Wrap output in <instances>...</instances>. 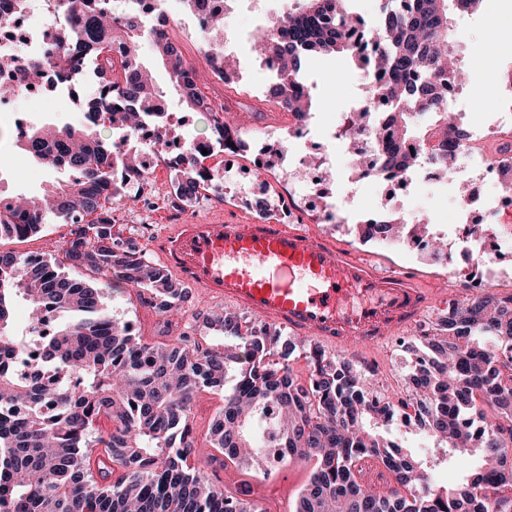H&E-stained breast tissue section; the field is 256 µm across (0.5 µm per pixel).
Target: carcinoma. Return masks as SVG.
<instances>
[{
	"label": "carcinoma",
	"instance_id": "carcinoma-1",
	"mask_svg": "<svg viewBox=\"0 0 512 512\" xmlns=\"http://www.w3.org/2000/svg\"><path fill=\"white\" fill-rule=\"evenodd\" d=\"M80 9L78 38L58 48V63L72 78L94 72L96 90L85 101L84 121L55 127L32 126L15 146L30 158L77 177L44 194L3 196L0 238L25 240L51 216L71 226L65 256L36 260L0 251V512H262L213 483L206 470L188 464L192 453L191 414L198 395L225 388L229 370L235 384L224 393V408L210 426V462L262 467L265 449H284L287 462H314L294 512H512V297L487 291L452 302L440 333L426 334L430 352L412 361V401L375 402V392L351 360L314 345L305 352L308 383L292 373L293 347L281 333L251 327L235 315H217L207 325L229 343L205 349L182 332L175 342L145 343L130 324L111 316L102 291L84 280L89 269L138 289L144 301L167 317L181 312L191 289L148 260L138 244L114 231V201L124 196L121 172L139 166L136 152L119 149L97 128L131 135L144 123L166 127L164 113L139 108L159 90L145 83L139 49L142 27L134 17L121 23L110 0H70ZM482 0H381V21L366 27L348 0H298L288 13V39L267 29L255 45L260 55L282 63L267 98L295 121L311 114L304 92L303 63L343 54L359 69L382 80L375 89L397 136L381 146L385 163L400 172L414 164L403 151L415 118L437 117L444 134H464L448 107L443 83L457 85L465 73L453 64V14L476 13ZM127 49L112 62V40ZM153 51L167 70L186 112L212 115L213 136L231 141L236 128L214 115L197 79L185 75L179 48L161 39ZM212 74L230 83L236 68L224 50L210 44ZM191 147L174 167L177 201L190 204L199 190L214 189L215 169ZM31 311V346L55 370V377L22 378L13 368L18 335L14 307ZM59 309L50 324L45 315ZM460 461L477 467L462 481L436 489L429 463L415 459L380 428L401 409ZM112 424L102 433L98 422ZM470 420L483 431L462 428ZM380 461L394 476L389 496L358 484L357 463ZM122 473L112 478L115 468Z\"/></svg>",
	"mask_w": 512,
	"mask_h": 512
}]
</instances>
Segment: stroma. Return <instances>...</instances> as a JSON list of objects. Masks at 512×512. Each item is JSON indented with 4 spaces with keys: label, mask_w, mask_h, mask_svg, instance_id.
Segmentation results:
<instances>
[{
    "label": "stroma",
    "mask_w": 512,
    "mask_h": 512,
    "mask_svg": "<svg viewBox=\"0 0 512 512\" xmlns=\"http://www.w3.org/2000/svg\"><path fill=\"white\" fill-rule=\"evenodd\" d=\"M226 10L234 20L236 30L251 35L258 31L260 15L274 17L281 13L277 0H226ZM493 24L502 26L507 40L505 47L494 52L482 39L484 30ZM454 29L455 55L460 64L470 70L469 79L462 88L468 108L458 115L461 126L466 128L490 119L492 112L504 105L497 94L496 77L484 67L483 61L488 53L493 52L499 59L512 64V0H484L480 13L457 18ZM172 38L187 63L196 68L202 92L211 101L230 102L235 112L243 113L242 125L248 130L247 148L230 161L233 177L224 183L223 198L207 192L197 202L182 208L173 207L170 203L174 172L165 158H158L145 183L126 189L124 199L114 211L117 231L123 237L136 239L139 247L144 248L164 225L177 223L189 216L208 217L220 212L230 219L251 220L263 215L271 221L299 225L332 237L356 253L376 257L382 267L436 280L441 290L437 304L431 306L411 328L392 339L380 356L358 361L376 392L394 400L405 398L413 354L420 348L423 334L431 332L447 316L449 301L466 297L461 273L464 261L457 255L439 261L389 241L365 242L360 239L355 226L367 210L388 208L430 219V233L437 235L440 241H448L455 199L453 185L443 183L431 187L418 184L412 193L407 194L395 186L358 180L350 165L345 143L337 139L336 134L346 112L365 96L360 71L347 57H318L309 64L315 85L310 152L318 154L323 144L332 149L335 160L330 170L335 178L334 188L348 198L346 221L342 224L320 223L318 207L301 197L296 200V211L284 212L279 204L280 197L297 187L302 179L296 171L294 159L291 154H283L280 163L271 167L258 165L256 156L268 144L287 141L294 120L286 115L275 122L265 112L268 76L260 68L250 43L236 45L240 70L237 79L227 84L212 75L200 39L187 19L186 8L177 10ZM55 179L54 173L25 157L13 141L0 139L1 191L17 194L37 192ZM498 228L502 244L500 262L488 269L477 268L476 273L488 283L490 291L503 298L512 295V212H501ZM69 230V225L49 223L42 226L40 233L23 241L7 237L0 239V248L61 260L65 257L63 238ZM85 278L93 286L102 287L103 300L111 315L129 322L135 334L145 342H159L163 318L142 301L134 288L103 286L100 277L91 271L86 272ZM184 310V315L176 322L178 331L189 333L205 347L223 350V337L209 329L206 321L213 315L224 313V306L208 301L196 288ZM223 405L224 395L220 392L206 391L197 398L193 417L195 445L191 455L192 462L197 465L206 466L211 454L207 436L209 425Z\"/></svg>",
    "instance_id": "35a3bbf8"
}]
</instances>
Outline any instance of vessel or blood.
<instances>
[{
    "mask_svg": "<svg viewBox=\"0 0 512 512\" xmlns=\"http://www.w3.org/2000/svg\"><path fill=\"white\" fill-rule=\"evenodd\" d=\"M149 249L209 299L365 358L438 299L432 282L378 270L329 237L287 224L190 219L169 225Z\"/></svg>",
    "mask_w": 512,
    "mask_h": 512,
    "instance_id": "obj_1",
    "label": "vessel or blood"
}]
</instances>
